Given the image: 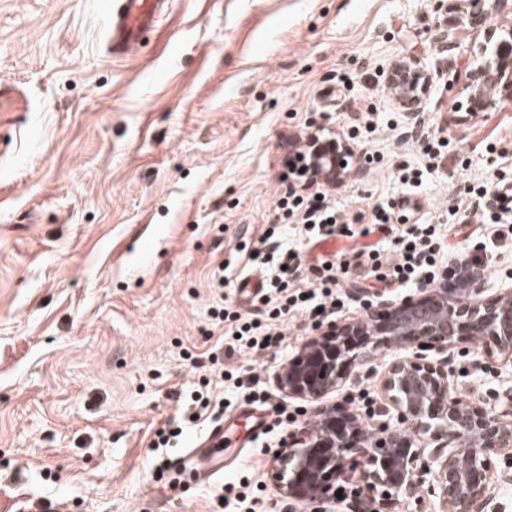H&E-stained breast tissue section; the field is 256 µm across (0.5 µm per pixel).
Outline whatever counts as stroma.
I'll list each match as a JSON object with an SVG mask.
<instances>
[{"instance_id":"35a3bbf8","label":"stroma","mask_w":512,"mask_h":512,"mask_svg":"<svg viewBox=\"0 0 512 512\" xmlns=\"http://www.w3.org/2000/svg\"><path fill=\"white\" fill-rule=\"evenodd\" d=\"M448 0H173L160 34L115 60L106 0H0V488L49 500L60 512H245L218 498L220 481L166 484L189 430L154 455L156 431L179 411L177 395L213 378L208 350L222 332L214 303L253 309L237 290L249 251L275 222L293 179L291 136L320 126L347 133L369 108L375 169L329 187L352 210L412 192L427 221L482 182L512 189V103L458 110L460 91L437 82L420 112L400 111L380 82L389 63L414 57L465 77L470 52L436 42ZM450 145L439 168L400 132ZM494 152H487V144ZM424 169L406 187L404 169ZM440 228L443 242L486 257L490 280L512 284V235L473 221ZM233 275L221 285L222 266ZM281 347L225 359L256 376L274 401L279 371L315 337L291 322ZM483 342L448 352L458 392L484 407L512 386V366ZM383 362L328 395L381 401ZM215 444L233 455L224 477L262 484L265 512H311L271 477L277 439Z\"/></svg>"}]
</instances>
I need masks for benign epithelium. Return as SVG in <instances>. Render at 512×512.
I'll return each mask as SVG.
<instances>
[{
    "label": "benign epithelium",
    "instance_id": "1",
    "mask_svg": "<svg viewBox=\"0 0 512 512\" xmlns=\"http://www.w3.org/2000/svg\"><path fill=\"white\" fill-rule=\"evenodd\" d=\"M507 0H448V29L484 34L471 51L465 111L487 112L512 101V34L498 33L492 12ZM434 73L419 60H394L386 84L404 112H418L429 98ZM308 173L316 181L341 182V163L355 147L336 134L306 132ZM456 283H430L417 296L376 307L366 319L337 326L310 340L278 375L287 394L318 401L347 378L373 367L385 349L391 356L380 378L384 421L366 432L339 405L325 406L304 424L275 458L274 476L299 502L330 498L331 481L350 483L358 512H385L366 491L385 487L405 497L426 486L435 512H498L491 482L493 459L512 456V387L497 406L478 408L448 377V348L489 340V354L512 363V287L500 288L466 261Z\"/></svg>",
    "mask_w": 512,
    "mask_h": 512
}]
</instances>
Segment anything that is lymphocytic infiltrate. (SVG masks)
Instances as JSON below:
<instances>
[{
  "label": "lymphocytic infiltrate",
  "mask_w": 512,
  "mask_h": 512,
  "mask_svg": "<svg viewBox=\"0 0 512 512\" xmlns=\"http://www.w3.org/2000/svg\"><path fill=\"white\" fill-rule=\"evenodd\" d=\"M275 208L281 224L271 225L250 253L252 269L263 278L260 309L246 315L220 302L210 312L212 319L224 325L222 340L209 352L212 364L221 366L223 381L241 393L245 403L261 409L270 407L269 393L246 383L236 369H223L224 357L280 346L283 327L291 320L305 318L313 327H320L321 317L329 318L341 311L354 299V287L367 280L387 288L416 280L429 284L435 281L448 252L436 225L409 223L399 201L377 204L368 213H353L329 203L324 190L311 195L291 190L280 196ZM363 220L370 228L390 236L394 245L391 253L361 248L340 262L321 259L311 264L303 259L300 249L288 245L281 230L285 223L302 225L306 238L319 243L340 236L354 237V224ZM231 406L230 399L213 398L211 389L192 390L181 403L177 428L159 429L153 448L168 447L202 416Z\"/></svg>",
  "instance_id": "1"
}]
</instances>
